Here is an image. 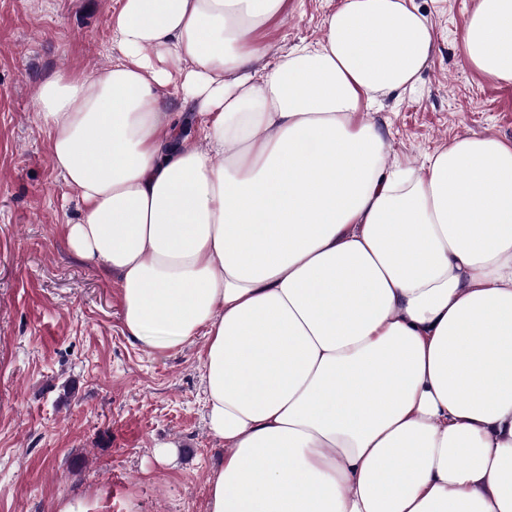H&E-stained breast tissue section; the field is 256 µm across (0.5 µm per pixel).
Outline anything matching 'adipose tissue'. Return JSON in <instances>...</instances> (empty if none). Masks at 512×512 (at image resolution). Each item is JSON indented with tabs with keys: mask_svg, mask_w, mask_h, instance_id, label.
Segmentation results:
<instances>
[{
	"mask_svg": "<svg viewBox=\"0 0 512 512\" xmlns=\"http://www.w3.org/2000/svg\"><path fill=\"white\" fill-rule=\"evenodd\" d=\"M287 9L116 0L111 63L36 89L66 241L118 275L127 335L206 337V512H512V143L390 159L359 115L414 87L426 17L343 0L263 64ZM461 40L512 84V0H476Z\"/></svg>",
	"mask_w": 512,
	"mask_h": 512,
	"instance_id": "obj_1",
	"label": "adipose tissue"
}]
</instances>
